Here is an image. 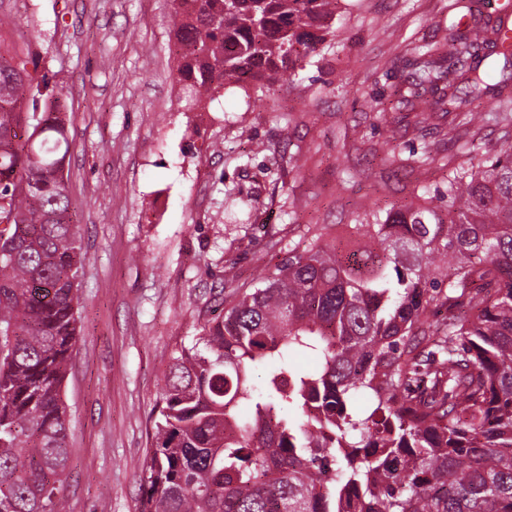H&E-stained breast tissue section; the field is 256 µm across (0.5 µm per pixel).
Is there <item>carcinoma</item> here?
Listing matches in <instances>:
<instances>
[{
  "label": "carcinoma",
  "mask_w": 512,
  "mask_h": 512,
  "mask_svg": "<svg viewBox=\"0 0 512 512\" xmlns=\"http://www.w3.org/2000/svg\"><path fill=\"white\" fill-rule=\"evenodd\" d=\"M341 2L175 0L189 110L228 87L270 92L335 36ZM511 31L506 11L410 42L393 109L418 131L473 122L490 94L512 113ZM66 112L30 48L0 50V512H65L86 260ZM365 227L374 247L348 255L314 234L175 352L139 512H512V144L455 168L444 206Z\"/></svg>",
  "instance_id": "carcinoma-1"
}]
</instances>
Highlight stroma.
Segmentation results:
<instances>
[{
    "label": "stroma",
    "mask_w": 512,
    "mask_h": 512,
    "mask_svg": "<svg viewBox=\"0 0 512 512\" xmlns=\"http://www.w3.org/2000/svg\"><path fill=\"white\" fill-rule=\"evenodd\" d=\"M450 2L347 0L336 39L296 76L190 112L173 79L174 0H0L13 21L0 41L31 45L72 109L65 169L87 261L62 386L67 512H138L163 373L225 295L259 287L313 229L342 252L369 246L358 216L438 203L450 165L512 143L498 119L417 132L389 108L403 45L472 24ZM426 148L435 162L414 164Z\"/></svg>",
    "instance_id": "35a3bbf8"
}]
</instances>
